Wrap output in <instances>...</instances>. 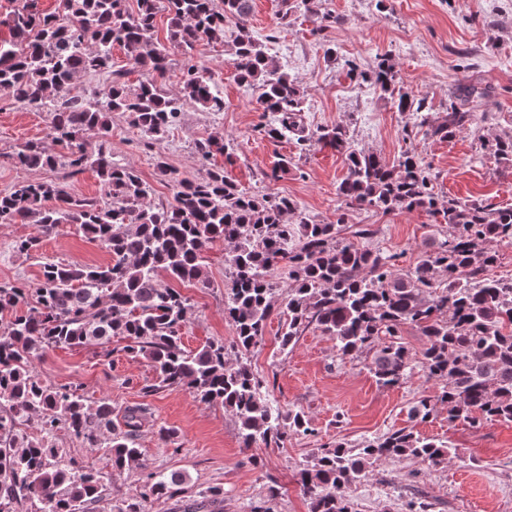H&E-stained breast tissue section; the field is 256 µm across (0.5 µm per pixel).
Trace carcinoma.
Segmentation results:
<instances>
[{
	"label": "carcinoma",
	"instance_id": "obj_1",
	"mask_svg": "<svg viewBox=\"0 0 512 512\" xmlns=\"http://www.w3.org/2000/svg\"><path fill=\"white\" fill-rule=\"evenodd\" d=\"M126 2L60 0V20L26 0L4 20L10 39L0 40V89L21 107L52 115L50 144L21 147L15 164L43 168L63 159L73 174L94 168L112 202L102 207L52 182L27 181L0 192V224L35 228L16 241L19 252L35 250L41 237L72 224L111 255L99 265L47 262L32 292L22 284H0V512H22L27 503L36 506L34 512H88L99 500L104 476L64 458L61 431L103 450L116 473L146 472V490L118 501L112 512H149V499L169 498L181 481L176 473L149 469L136 447L142 408H128L126 431L116 433L110 402L91 401L77 387H55L34 370V359L56 348H94L108 359L114 337L126 341L127 353L151 362L155 380L144 392L184 387L199 402L231 412L246 448L259 442L280 446L293 434L313 432L304 412H284L270 399L265 380L252 368L251 355L275 312L285 353L313 324L335 341L341 357L365 356L381 386L398 385L422 370L439 390L412 406L415 420L442 408L451 424L512 423V278L482 277L497 259L486 244L512 245V207L451 197L441 206L414 149L388 164L355 148L344 124L310 133L301 115L304 91L247 27L253 0H136L134 10ZM284 3L278 20L288 27L298 10L318 7L315 0ZM161 10L168 15L163 41L155 37ZM227 18L239 24L231 60L236 79L257 92L262 112L276 117L275 125L261 126L265 136L314 139L345 153L347 174L337 194L347 209L420 210L448 225V234L435 239L411 270L399 273L395 255L347 240L343 217L314 223L286 197L260 199L238 188L221 168L201 179L175 180V204L155 207L148 203L149 185L132 168L112 162L107 143L114 112L159 144L185 103L224 111V97L201 66L188 65L180 97L168 94L162 81L172 53L186 55L200 41H223ZM116 45L144 72L136 87L114 79L90 93L71 89L76 75L108 70ZM360 77L397 111L416 113L427 134L440 140L472 125L474 110L465 102L486 97L462 87L461 103H450L447 116L434 123L423 101L396 90L391 58ZM227 148L212 137L195 144L204 159ZM483 149L496 163L512 166V136L485 140ZM52 199L56 205H46ZM217 241L225 244L224 315L235 336L228 347L209 341L189 350L181 336L189 300L161 277L210 287L206 259ZM280 265L288 268L289 284L277 308L272 275ZM406 325L426 337L418 359L401 342ZM34 416L35 437L24 431ZM456 457L447 442L400 429L357 448H320L296 476L308 512H356L344 490L366 478L377 461L415 458L439 467Z\"/></svg>",
	"mask_w": 512,
	"mask_h": 512
}]
</instances>
